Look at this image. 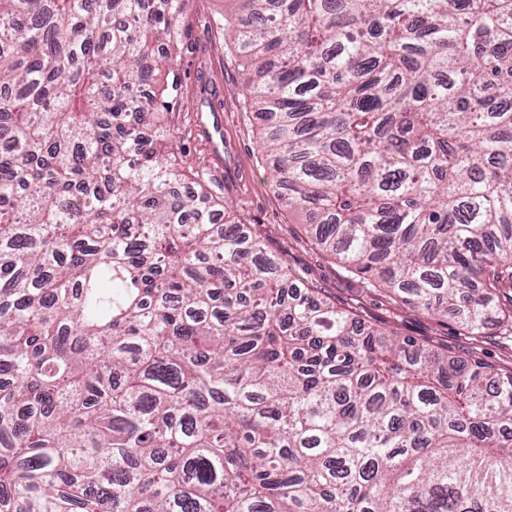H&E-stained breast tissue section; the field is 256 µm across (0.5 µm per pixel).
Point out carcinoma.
Here are the masks:
<instances>
[{
  "label": "carcinoma",
  "instance_id": "1",
  "mask_svg": "<svg viewBox=\"0 0 512 512\" xmlns=\"http://www.w3.org/2000/svg\"><path fill=\"white\" fill-rule=\"evenodd\" d=\"M274 190L512 335V0H224ZM183 0H0V512H512V373L367 325L163 126Z\"/></svg>",
  "mask_w": 512,
  "mask_h": 512
}]
</instances>
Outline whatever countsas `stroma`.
Returning <instances> with one entry per match:
<instances>
[{"label":"stroma","mask_w":512,"mask_h":512,"mask_svg":"<svg viewBox=\"0 0 512 512\" xmlns=\"http://www.w3.org/2000/svg\"><path fill=\"white\" fill-rule=\"evenodd\" d=\"M179 64L173 74L178 91L168 115L173 143L203 190L259 235L286 267L298 270L337 307L358 311L371 324L410 336L451 355H473L495 371L512 372V337L488 329L465 335L453 318H433L383 293L368 289L363 278L346 272L321 254L272 190L277 172L259 149L260 120L241 94L242 69L224 36V0H184ZM224 115V153H208L196 126L200 112Z\"/></svg>","instance_id":"stroma-1"}]
</instances>
